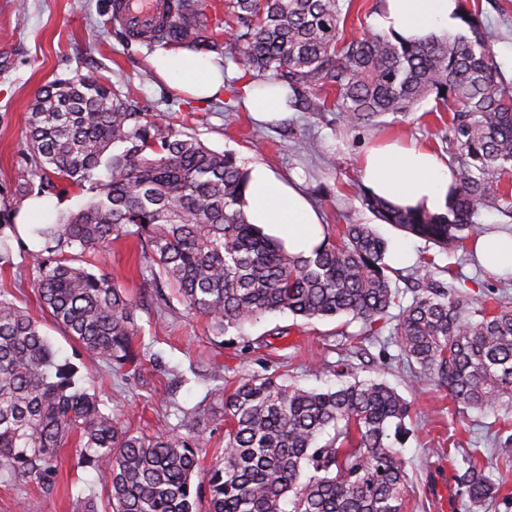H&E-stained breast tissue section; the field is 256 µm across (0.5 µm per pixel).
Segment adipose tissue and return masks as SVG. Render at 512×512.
<instances>
[{
    "label": "adipose tissue",
    "mask_w": 512,
    "mask_h": 512,
    "mask_svg": "<svg viewBox=\"0 0 512 512\" xmlns=\"http://www.w3.org/2000/svg\"><path fill=\"white\" fill-rule=\"evenodd\" d=\"M459 10V0H382L373 25L406 39L443 38L455 29ZM150 63L172 87L199 100L224 90V72L214 55L180 48L156 53ZM244 104L257 120L276 118L288 111L287 91L271 83L256 85L248 89ZM360 167L365 187L395 205L431 213L449 205L453 171L426 145L388 140L371 148ZM245 199L248 221L287 231L289 250L308 254L322 242L319 215L307 198L265 166L251 165ZM476 255L483 267L512 273V231L481 236Z\"/></svg>",
    "instance_id": "obj_1"
}]
</instances>
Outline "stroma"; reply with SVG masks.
<instances>
[{
  "instance_id": "obj_1",
  "label": "stroma",
  "mask_w": 512,
  "mask_h": 512,
  "mask_svg": "<svg viewBox=\"0 0 512 512\" xmlns=\"http://www.w3.org/2000/svg\"><path fill=\"white\" fill-rule=\"evenodd\" d=\"M110 0H0V224L14 222L26 198L17 189L25 182V130L29 107L39 90L56 80L94 75L111 90L134 101L176 129L194 133L208 147L232 154L238 165H267L279 177L296 183L323 218L330 235L347 224L367 222L361 203V157L381 138L397 135L425 143L450 157L447 120L435 113L434 100L423 101L405 115H386L348 127L333 104L313 112L290 108L286 118L266 124L253 121L242 106L251 85L237 56L223 58L229 78L223 94L200 103L157 76L148 59L155 44L131 42L110 18ZM477 11L499 66V86L512 87V0H460ZM375 232L390 246H403L409 258L393 264L390 276L398 315L411 304L424 278L441 286H464L512 302V274L489 273L471 250H440L425 239L392 225L378 224ZM13 268L0 270V292L13 298L41 325L61 354L89 378L88 388L101 402L120 401L128 429L151 436L176 427L184 411L199 405L212 412L203 432L199 456L213 464L224 448V408L213 391L232 388L257 373L305 389L336 388V367H348L360 379L395 388L411 405L400 450L409 488L405 512H467V500L457 492L447 456L441 448L455 443V455L481 451L480 460L498 495L486 512H512V446L495 440L496 432L512 434V407L459 411L446 389L428 379L410 381V369L395 336L383 329L378 340L366 343L362 355L345 351L347 336L359 333L360 322L340 316L293 319L268 315L239 330L214 336L205 319L187 314L178 301L162 305L140 256L138 238L113 243L104 269L138 301L136 338L141 359L136 367L111 370L91 361L63 336L41 309L33 288L35 270L21 249L13 251ZM110 487L101 473L78 465L72 449L61 452L53 489L16 477L0 478V512H76V500L94 496L107 512Z\"/></svg>"
}]
</instances>
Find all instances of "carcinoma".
I'll return each instance as SVG.
<instances>
[{
	"mask_svg": "<svg viewBox=\"0 0 512 512\" xmlns=\"http://www.w3.org/2000/svg\"><path fill=\"white\" fill-rule=\"evenodd\" d=\"M352 0H224L221 41L204 37L206 0H163L158 45L240 55L254 81L274 79L298 95L336 94L352 128L412 111L429 96L448 111L458 183L448 211L401 208L363 190L379 220L446 248L476 240L474 216L493 203L512 215V192L493 180L512 175V94L498 89L497 67L475 15L462 32L404 43L372 31L340 30ZM28 174L40 192L89 186L76 212L38 224L42 243L26 250L39 299L55 327L95 361L122 369L139 361L137 305L103 270L112 241L136 227L156 287L170 290L215 336L265 315L306 320L350 316L360 336L380 334L394 304L387 242L368 224H347L339 240L312 255L293 254L248 222L247 172L236 159L138 112L98 79L57 81L35 98L26 131ZM17 225L0 224V268L13 266ZM401 354L448 389L464 409L512 404V307L493 312L450 285L432 283L393 326ZM349 377L336 389L307 390L253 375L224 399V452L200 469L198 406L178 429L132 434L119 407L105 411L80 368L59 357L38 321L0 298V475L52 486L59 449L77 436L78 463L105 474L111 512H197L200 477L207 512H404L408 474L395 441L410 404L395 389ZM453 466L470 512H482L499 485L476 456Z\"/></svg>",
	"mask_w": 512,
	"mask_h": 512,
	"instance_id": "obj_1",
	"label": "carcinoma"
}]
</instances>
